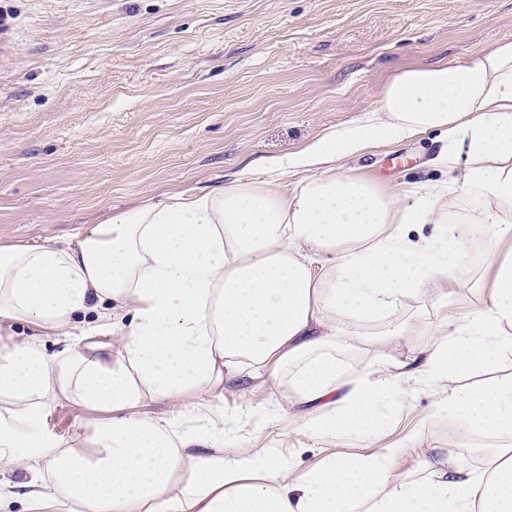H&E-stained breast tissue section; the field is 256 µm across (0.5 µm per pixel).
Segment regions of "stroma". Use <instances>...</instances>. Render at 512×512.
<instances>
[{
  "label": "stroma",
  "mask_w": 512,
  "mask_h": 512,
  "mask_svg": "<svg viewBox=\"0 0 512 512\" xmlns=\"http://www.w3.org/2000/svg\"><path fill=\"white\" fill-rule=\"evenodd\" d=\"M512 39V0H0V244L62 239L121 211L204 193L287 159L361 116L402 71L460 62ZM448 141L428 131L344 160L401 188L436 177ZM432 389L378 447L420 428L429 448L482 467L430 417ZM101 412L47 417L74 438Z\"/></svg>",
  "instance_id": "obj_1"
}]
</instances>
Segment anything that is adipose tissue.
<instances>
[{
  "instance_id": "obj_1",
  "label": "adipose tissue",
  "mask_w": 512,
  "mask_h": 512,
  "mask_svg": "<svg viewBox=\"0 0 512 512\" xmlns=\"http://www.w3.org/2000/svg\"><path fill=\"white\" fill-rule=\"evenodd\" d=\"M435 129L466 147L446 182L394 193L342 160ZM289 187L256 176L120 212L65 246L0 245V322L66 335L100 311L112 344L46 354L0 346V501L27 512H512V40L457 64L406 70L349 127L294 156ZM476 199L481 222L451 218L448 194ZM487 281L468 286L475 242ZM472 310L435 328L408 301ZM376 349L351 372L348 352ZM266 386L287 437L325 448L293 454L242 438L248 406L200 414L194 400ZM435 390L432 415L489 439L486 467L439 448L423 477L400 472L404 448H380L386 423ZM65 398L104 412L75 444L44 421ZM162 402L166 413H146ZM354 446L337 453L339 444Z\"/></svg>"
}]
</instances>
